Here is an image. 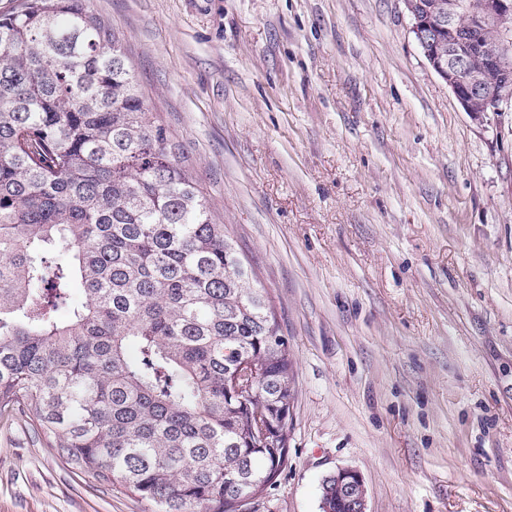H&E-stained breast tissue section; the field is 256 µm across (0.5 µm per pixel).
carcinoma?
Here are the masks:
<instances>
[{"mask_svg": "<svg viewBox=\"0 0 512 512\" xmlns=\"http://www.w3.org/2000/svg\"><path fill=\"white\" fill-rule=\"evenodd\" d=\"M293 403L267 293L120 35L87 0H19L0 15V413L158 512H238L287 466Z\"/></svg>", "mask_w": 512, "mask_h": 512, "instance_id": "cac0c4a2", "label": "carcinoma"}]
</instances>
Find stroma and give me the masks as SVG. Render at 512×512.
Returning a JSON list of instances; mask_svg holds the SVG:
<instances>
[{"mask_svg":"<svg viewBox=\"0 0 512 512\" xmlns=\"http://www.w3.org/2000/svg\"><path fill=\"white\" fill-rule=\"evenodd\" d=\"M271 301L288 465L253 512H512V105L474 119L403 0H87ZM0 512H155L0 416ZM335 477L324 479L321 485V502L326 500L332 512H336V502L352 509L349 512H368V491L359 471L340 467L330 474Z\"/></svg>","mask_w":512,"mask_h":512,"instance_id":"35a3bbf8","label":"stroma"}]
</instances>
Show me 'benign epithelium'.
<instances>
[{
    "instance_id": "1",
    "label": "benign epithelium",
    "mask_w": 512,
    "mask_h": 512,
    "mask_svg": "<svg viewBox=\"0 0 512 512\" xmlns=\"http://www.w3.org/2000/svg\"><path fill=\"white\" fill-rule=\"evenodd\" d=\"M411 32L435 73L475 118L512 101V0H403ZM336 501L368 512L359 471L340 467Z\"/></svg>"
}]
</instances>
